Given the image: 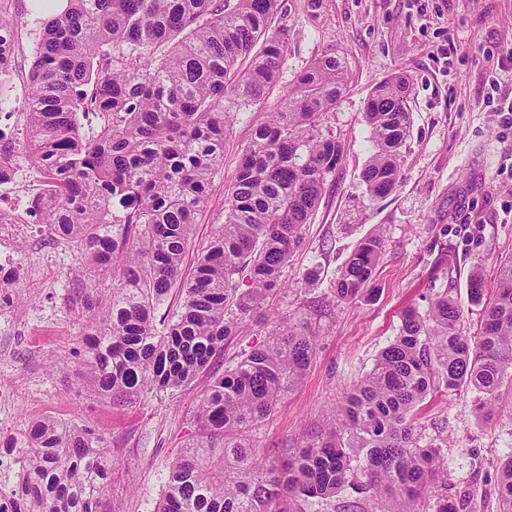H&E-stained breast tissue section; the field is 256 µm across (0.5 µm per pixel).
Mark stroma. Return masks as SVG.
Wrapping results in <instances>:
<instances>
[{
	"label": "stroma",
	"instance_id": "stroma-1",
	"mask_svg": "<svg viewBox=\"0 0 512 512\" xmlns=\"http://www.w3.org/2000/svg\"><path fill=\"white\" fill-rule=\"evenodd\" d=\"M29 0H10L16 23L11 80L0 93V128H22L28 71L42 18ZM273 27L288 31L279 79L265 101L242 105L224 98V159L196 216L194 250L224 220L228 186L243 149L298 74L333 56L349 81L321 130L341 147L302 249L283 272L284 290L261 314L244 320L197 381L176 391L122 405L92 396L82 364L90 322L73 289L84 279L78 263L49 269L47 281L20 288L22 322L12 344L14 362L0 366V383L18 400L0 414V443L21 438L52 417L92 427L112 450L110 512H154L170 467L197 432L193 412L207 385L250 350L266 343L281 317L306 321L317 336L315 356L301 380L252 433L261 453L296 447L331 423L336 408L398 335L405 311L425 312L446 292L462 305L466 335L480 331L482 311L468 302L469 275L480 267L493 281L496 265L512 258V121L498 106L512 97V0H279ZM408 77L410 132L402 149L397 188L370 200L360 173L373 152L364 112L374 85ZM380 231L385 248L371 291L337 302L334 283L356 243ZM317 280L303 282L307 269ZM63 309L64 328L28 333L26 321L44 308ZM472 389L438 391L421 411V444L442 451L448 499L458 512H499L498 469L512 455V393L485 416Z\"/></svg>",
	"mask_w": 512,
	"mask_h": 512
}]
</instances>
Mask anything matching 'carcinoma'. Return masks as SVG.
<instances>
[{
    "label": "carcinoma",
    "instance_id": "1",
    "mask_svg": "<svg viewBox=\"0 0 512 512\" xmlns=\"http://www.w3.org/2000/svg\"><path fill=\"white\" fill-rule=\"evenodd\" d=\"M42 27L29 74L22 145L0 130V164L20 159L43 174L37 213L79 248L89 312L112 291L106 315L87 333L91 392L113 404L194 382L224 351L240 321L280 293L283 268L336 170L340 147L323 135L324 112L348 74L334 57L316 60L268 113L245 148L191 274L183 258L224 157V95L256 104L277 83L287 31L271 32L278 0H67ZM8 0H0V77L14 51ZM249 59L246 70L240 62ZM409 83L400 76L371 92L365 121L374 152L361 172L370 199L400 178L410 128ZM93 123L85 137L80 119ZM383 251L377 233L360 239L336 281L352 302L370 289ZM179 310L156 322L174 286ZM469 301L483 306L473 339L451 296L425 314L405 313L399 335L347 396L326 429L277 460L251 433L302 377L315 336L302 323L280 329L224 371L195 412L196 439L171 467L158 512H324L349 488L369 512H420L439 478L437 445L422 446L418 415L431 391L471 387L492 412L512 378V260L494 286L480 270ZM16 512H108L112 451L78 423L53 418L28 429ZM498 492L512 512V456Z\"/></svg>",
    "mask_w": 512,
    "mask_h": 512
}]
</instances>
